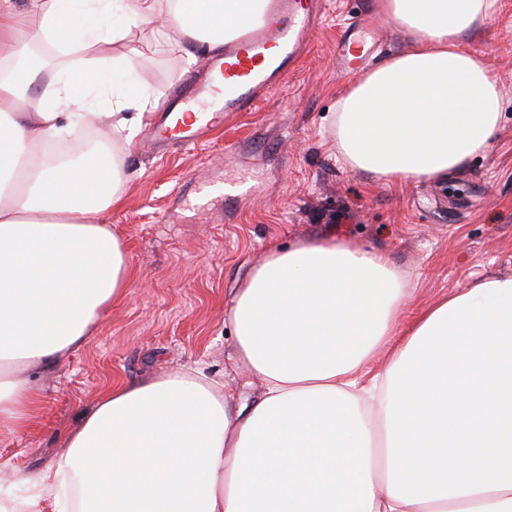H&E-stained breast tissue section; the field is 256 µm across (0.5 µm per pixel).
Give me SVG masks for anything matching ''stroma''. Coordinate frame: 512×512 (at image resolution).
Masks as SVG:
<instances>
[{
	"label": "stroma",
	"mask_w": 512,
	"mask_h": 512,
	"mask_svg": "<svg viewBox=\"0 0 512 512\" xmlns=\"http://www.w3.org/2000/svg\"><path fill=\"white\" fill-rule=\"evenodd\" d=\"M375 4L325 0L306 54L271 100L200 145L151 148L156 115L143 114L125 154V203L110 217L133 269L128 296L84 346L36 373L37 413L0 433V503L24 504L28 479L56 464L66 435L107 385L197 368L230 399L257 395L234 356L227 309L234 288L270 248L333 236L385 252L404 280L402 328L460 288L512 277V108L490 151L444 183H377L337 155L331 116L353 81L336 62L344 27L358 19L376 33L369 67L411 46ZM465 44L484 56L512 99V0H501L498 14ZM120 49L132 58L137 83L165 103L201 72L159 37L135 35ZM219 184L234 190L213 194Z\"/></svg>",
	"instance_id": "obj_1"
}]
</instances>
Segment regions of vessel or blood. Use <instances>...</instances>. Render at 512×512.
Wrapping results in <instances>:
<instances>
[{
	"label": "vessel or blood",
	"mask_w": 512,
	"mask_h": 512,
	"mask_svg": "<svg viewBox=\"0 0 512 512\" xmlns=\"http://www.w3.org/2000/svg\"><path fill=\"white\" fill-rule=\"evenodd\" d=\"M319 10L318 0H267L264 22L246 23L225 42L222 55L206 60L204 82L185 89L189 103L212 104L211 116L189 119L169 105L152 127L151 142L194 145L238 113L255 110L301 58ZM375 39L363 27L341 37L336 46L340 65L358 69Z\"/></svg>",
	"instance_id": "vessel-or-blood-1"
}]
</instances>
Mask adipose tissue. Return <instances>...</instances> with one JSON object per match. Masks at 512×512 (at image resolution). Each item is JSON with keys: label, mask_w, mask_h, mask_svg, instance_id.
Returning <instances> with one entry per match:
<instances>
[{"label": "adipose tissue", "mask_w": 512, "mask_h": 512, "mask_svg": "<svg viewBox=\"0 0 512 512\" xmlns=\"http://www.w3.org/2000/svg\"><path fill=\"white\" fill-rule=\"evenodd\" d=\"M501 0H377L414 40L336 102L345 164L381 182L445 179L484 154L512 101L464 38ZM265 0H0V428L37 412L31 370L94 336L132 281L108 222L121 155L44 148L102 124L133 144L159 98L114 45L144 28L219 53ZM81 58L37 98V40ZM35 106L36 120L25 110ZM402 276L382 252L330 238L270 250L227 318L260 394L239 404L202 373L115 383L27 504L78 512H512V278L484 280L404 330Z\"/></svg>", "instance_id": "obj_1"}]
</instances>
